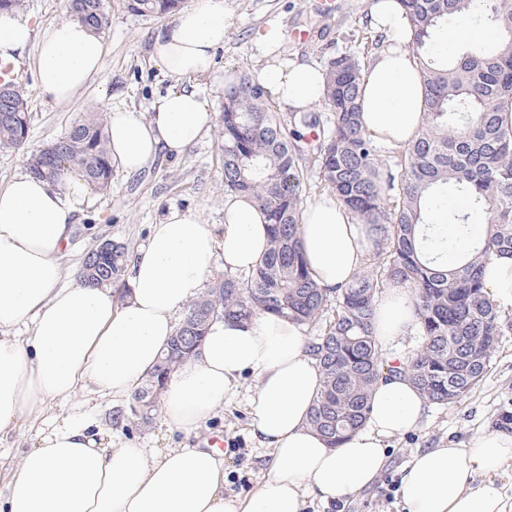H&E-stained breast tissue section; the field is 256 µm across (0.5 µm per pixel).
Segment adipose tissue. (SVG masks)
I'll return each mask as SVG.
<instances>
[{
    "label": "adipose tissue",
    "instance_id": "adipose-tissue-1",
    "mask_svg": "<svg viewBox=\"0 0 512 512\" xmlns=\"http://www.w3.org/2000/svg\"><path fill=\"white\" fill-rule=\"evenodd\" d=\"M371 21L395 40L367 66L361 120L378 144H406L422 123L421 78L403 42L408 21L398 0H376ZM224 0H198L179 10L152 43L151 59L178 77L210 70L224 45ZM36 43L41 93L72 101L96 75L104 43L79 22L63 19L33 32L16 14L0 13V59ZM281 101L307 112L324 97V76L308 63H271L261 79ZM194 88H174L149 114L124 108L107 116L112 160L126 174L161 156H181L214 125ZM86 195L77 176L52 184L16 175L0 189V431L49 402L72 400L64 417L49 416L33 448L0 490V512H302L307 496L336 499L368 487L387 457L384 439L415 428L425 401L402 375L382 380L364 428L337 446L308 424L321 390L306 333L287 318L261 313L250 321L215 320L197 356L168 380L161 412L172 428L192 432L236 396L244 377L251 427L273 450L269 469L247 496L224 495V456L200 448H143L130 440L98 439L93 411L74 403L80 389L124 396L139 383L175 331L177 314L204 290L210 264L245 272L269 247V226L243 196L224 198V221L207 224L194 212L170 210L151 225L136 255L126 297L112 289L64 283L59 262ZM371 236L335 196L305 207L302 249L312 278L345 287L361 270ZM415 328L409 290L379 297L375 330L392 342ZM512 462V434L474 437L468 448L416 453L401 479L403 512H506L493 481ZM487 477L479 487L471 481Z\"/></svg>",
    "mask_w": 512,
    "mask_h": 512
}]
</instances>
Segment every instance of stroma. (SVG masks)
Returning a JSON list of instances; mask_svg holds the SVG:
<instances>
[{
  "label": "stroma",
  "instance_id": "obj_1",
  "mask_svg": "<svg viewBox=\"0 0 512 512\" xmlns=\"http://www.w3.org/2000/svg\"><path fill=\"white\" fill-rule=\"evenodd\" d=\"M332 13L320 10V0H224L226 30L224 45L215 54L210 72L192 79L191 85L207 102L210 112H219L224 102L225 74L260 76L268 59L257 43L263 30L281 29L283 40L277 55L283 61L309 62L326 68L339 53L356 56L368 66L380 47L370 24L374 0H335ZM110 24L102 32L105 54L99 76L70 103L57 104L41 94L33 66L34 50L26 48L17 58V81L24 88L30 116L31 147L44 146L63 134L84 113L112 105L135 112H148L152 101L179 86V79L151 63L153 39L168 18H146L129 13L124 0H108ZM192 210L208 224L224 221V169L214 128L178 158H158L148 169L127 175L112 170L107 192L88 190L70 246L62 258L63 278L71 280L84 254L100 241H119L137 254L146 243L149 228L167 210ZM503 330L484 377L459 403L444 408L427 406L418 426L408 433L385 439L388 447L381 477L367 489L344 500L346 512H401L399 502L386 498L387 479H401L416 450L465 448L473 436L507 430L502 415L512 412V307L503 309ZM250 382H243L239 397L197 431L184 433L168 428L162 415L146 425L111 426L113 414H129L130 398L115 400L80 391L92 399L98 428L103 436L131 438L145 448L205 447L208 439L225 441V497L248 494L265 475L270 448L256 438L250 427L245 397Z\"/></svg>",
  "mask_w": 512,
  "mask_h": 512
}]
</instances>
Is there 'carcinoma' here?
Segmentation results:
<instances>
[{"instance_id": "obj_1", "label": "carcinoma", "mask_w": 512, "mask_h": 512, "mask_svg": "<svg viewBox=\"0 0 512 512\" xmlns=\"http://www.w3.org/2000/svg\"><path fill=\"white\" fill-rule=\"evenodd\" d=\"M410 23V46L422 78L424 122L401 156L384 164L360 119L362 67L340 54L325 72L331 127L311 112L293 113L289 131L247 74L224 87L217 120L224 192L254 199L269 225L270 245L245 275L224 272L186 308L158 364L131 394L132 421L147 423L159 409L168 368L190 360L185 348L203 341L213 320H248L259 312L285 316L304 328L307 350L319 363L323 387L309 424L332 445L359 430L372 392L395 372L375 336L379 294L407 288L413 299L419 348L401 373L425 402H460L487 372L502 333V318L485 294L483 270L494 257L512 256V0H399ZM129 12L163 18L184 0H125ZM497 37L488 51H437L452 20L481 15ZM69 18L100 33L109 25L106 0H70ZM0 147L23 153L27 171L50 181L76 172L95 191L112 180L103 116L92 112L51 141L57 152L28 149V101L22 86L0 83ZM312 154L325 184L362 224L372 250L354 280L331 290L310 277L300 238L301 161ZM471 198L488 230L452 268L440 262L446 240L432 232L431 215L448 202V187ZM129 251L90 249L76 273L93 288L118 294ZM332 319H327V314ZM329 323H324V320Z\"/></svg>"}]
</instances>
